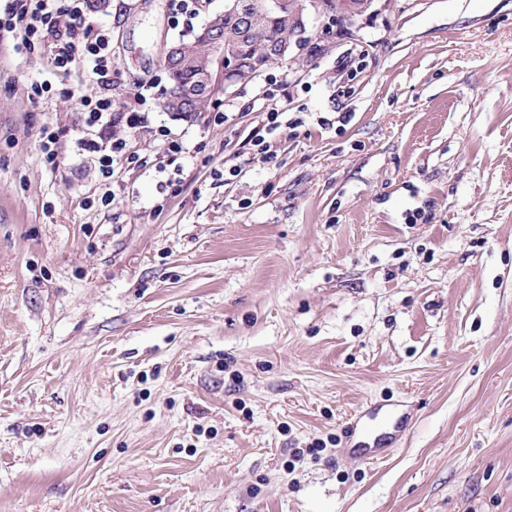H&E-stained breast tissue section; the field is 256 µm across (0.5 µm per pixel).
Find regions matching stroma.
Returning a JSON list of instances; mask_svg holds the SVG:
<instances>
[{
	"instance_id": "obj_1",
	"label": "stroma",
	"mask_w": 512,
	"mask_h": 512,
	"mask_svg": "<svg viewBox=\"0 0 512 512\" xmlns=\"http://www.w3.org/2000/svg\"><path fill=\"white\" fill-rule=\"evenodd\" d=\"M303 7L192 120L113 127L183 153L107 207L47 54L0 44V512H512V0ZM93 18L128 110L183 31ZM373 403L411 421L366 460Z\"/></svg>"
}]
</instances>
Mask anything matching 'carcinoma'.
Wrapping results in <instances>:
<instances>
[{
    "label": "carcinoma",
    "mask_w": 512,
    "mask_h": 512,
    "mask_svg": "<svg viewBox=\"0 0 512 512\" xmlns=\"http://www.w3.org/2000/svg\"><path fill=\"white\" fill-rule=\"evenodd\" d=\"M240 25L239 16L234 13L215 15L202 30L188 40L181 41V45L189 59L186 65L172 64L166 66L170 78V87L166 94H171L175 88L189 85L197 77L213 67L214 60L211 54L210 35L215 27L224 28V36L235 33ZM301 32L298 22L290 16L289 5L282 10L271 13L265 19L253 36L243 40L235 46V61L239 67L261 68L267 66L265 47L268 40L277 37L282 41H293Z\"/></svg>",
    "instance_id": "1"
}]
</instances>
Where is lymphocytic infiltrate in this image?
I'll return each instance as SVG.
<instances>
[{
	"label": "lymphocytic infiltrate",
	"instance_id": "f902f5d3",
	"mask_svg": "<svg viewBox=\"0 0 512 512\" xmlns=\"http://www.w3.org/2000/svg\"><path fill=\"white\" fill-rule=\"evenodd\" d=\"M51 41L49 64L54 75L77 77L85 93L77 98L83 135L76 146L95 163L103 184L101 206L110 205L114 163L125 160L140 167L155 165L166 170L183 151L170 142L163 158L151 161L130 153L126 140L113 136L116 124L135 128L145 124L156 96L155 83L136 87V104L130 111L116 110L112 101V31L91 20L86 0H0V41L11 43L19 53L32 54Z\"/></svg>",
	"mask_w": 512,
	"mask_h": 512
}]
</instances>
